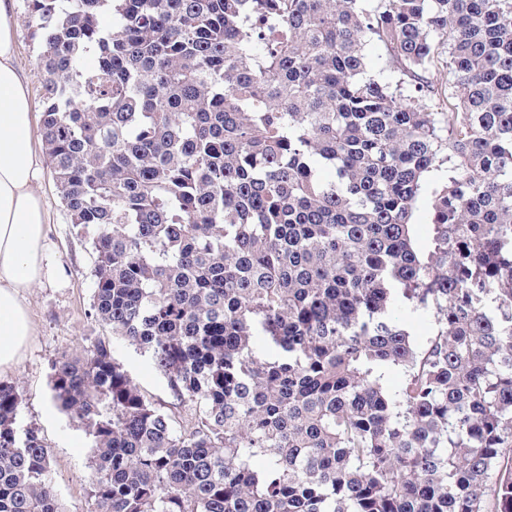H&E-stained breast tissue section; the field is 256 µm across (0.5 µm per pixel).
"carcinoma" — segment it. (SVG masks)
I'll return each instance as SVG.
<instances>
[{
    "label": "carcinoma",
    "mask_w": 512,
    "mask_h": 512,
    "mask_svg": "<svg viewBox=\"0 0 512 512\" xmlns=\"http://www.w3.org/2000/svg\"><path fill=\"white\" fill-rule=\"evenodd\" d=\"M26 4L94 315L172 396L52 363L93 512H512V0ZM20 404L0 512H65Z\"/></svg>",
    "instance_id": "carcinoma-1"
}]
</instances>
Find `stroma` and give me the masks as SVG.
Here are the masks:
<instances>
[{
    "instance_id": "obj_1",
    "label": "stroma",
    "mask_w": 512,
    "mask_h": 512,
    "mask_svg": "<svg viewBox=\"0 0 512 512\" xmlns=\"http://www.w3.org/2000/svg\"><path fill=\"white\" fill-rule=\"evenodd\" d=\"M14 23L16 62L29 85L31 106L36 109L40 106L42 75L25 0H14ZM38 191L49 217L46 251L53 275L27 296L34 334L6 379L15 383L21 394L19 428H39L50 446L55 488L67 512H91L90 440L84 429L52 401L51 363L83 355L95 340H109L115 356L143 391L160 401L168 400L169 392L149 357L123 342L113 341L111 329L93 316V290L88 275L91 255L83 238L68 222L50 171H43Z\"/></svg>"
}]
</instances>
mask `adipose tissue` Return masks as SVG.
I'll use <instances>...</instances> for the list:
<instances>
[{"label": "adipose tissue", "mask_w": 512, "mask_h": 512, "mask_svg": "<svg viewBox=\"0 0 512 512\" xmlns=\"http://www.w3.org/2000/svg\"><path fill=\"white\" fill-rule=\"evenodd\" d=\"M41 176L30 92L16 64L13 0H0V375L14 368L33 333L28 290L51 275Z\"/></svg>", "instance_id": "adipose-tissue-1"}]
</instances>
